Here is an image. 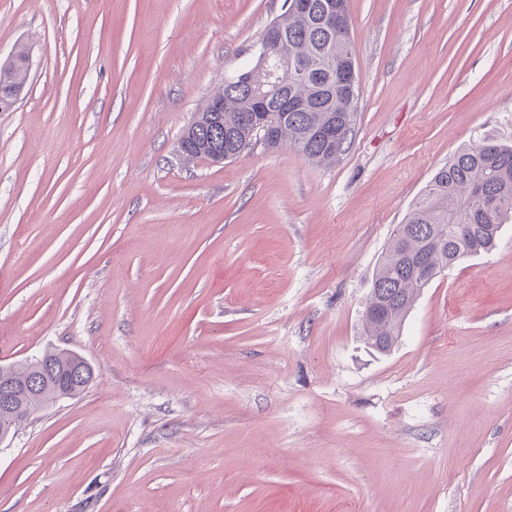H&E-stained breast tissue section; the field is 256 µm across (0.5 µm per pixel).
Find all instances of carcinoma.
<instances>
[{
  "instance_id": "1",
  "label": "carcinoma",
  "mask_w": 512,
  "mask_h": 512,
  "mask_svg": "<svg viewBox=\"0 0 512 512\" xmlns=\"http://www.w3.org/2000/svg\"><path fill=\"white\" fill-rule=\"evenodd\" d=\"M288 56L305 59L327 45V30L301 17L288 18ZM23 59L0 64V84L18 87L25 78ZM322 90L288 73V94L311 100V111L288 113V145L307 162L336 164L346 152L356 125L358 94L346 91L340 71L318 76ZM247 104L235 94L224 109V149L235 147L245 133L238 116ZM325 126L336 128V140L319 135ZM512 218V144L494 139L459 150L431 178L421 196L397 225L372 275L366 308L384 311L380 318L362 320L361 339L367 348L385 354L398 342L407 316L424 289L466 257L489 254L501 229ZM58 379L48 376L43 388L24 398L30 411L54 397Z\"/></svg>"
}]
</instances>
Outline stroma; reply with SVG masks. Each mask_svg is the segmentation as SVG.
I'll return each instance as SVG.
<instances>
[{
	"mask_svg": "<svg viewBox=\"0 0 512 512\" xmlns=\"http://www.w3.org/2000/svg\"><path fill=\"white\" fill-rule=\"evenodd\" d=\"M333 166L184 129L284 0H0V362L85 357L0 451V512H512V220L388 355L373 271L462 145L512 142V0H348Z\"/></svg>",
	"mask_w": 512,
	"mask_h": 512,
	"instance_id": "stroma-1",
	"label": "stroma"
}]
</instances>
